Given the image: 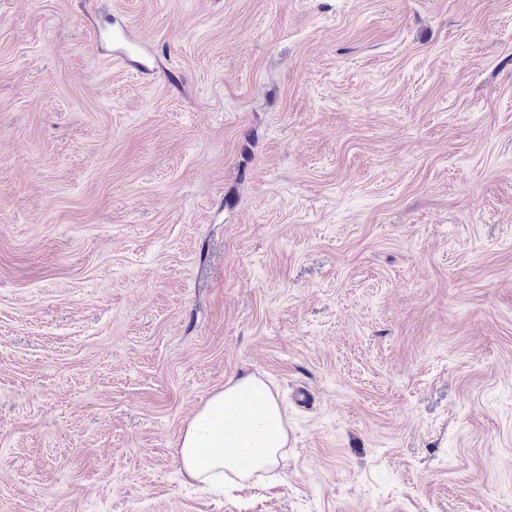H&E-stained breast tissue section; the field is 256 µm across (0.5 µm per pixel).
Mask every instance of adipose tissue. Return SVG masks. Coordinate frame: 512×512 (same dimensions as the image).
<instances>
[{
  "label": "adipose tissue",
  "mask_w": 512,
  "mask_h": 512,
  "mask_svg": "<svg viewBox=\"0 0 512 512\" xmlns=\"http://www.w3.org/2000/svg\"><path fill=\"white\" fill-rule=\"evenodd\" d=\"M262 401L260 422L243 416L249 400ZM286 413L267 383L253 374L225 382L188 422L177 455L185 482L220 490L244 487L274 470L287 446Z\"/></svg>",
  "instance_id": "ef3b65f1"
}]
</instances>
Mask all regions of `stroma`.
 Instances as JSON below:
<instances>
[{
    "instance_id": "1",
    "label": "stroma",
    "mask_w": 512,
    "mask_h": 512,
    "mask_svg": "<svg viewBox=\"0 0 512 512\" xmlns=\"http://www.w3.org/2000/svg\"><path fill=\"white\" fill-rule=\"evenodd\" d=\"M0 512H512V0H0ZM249 410L261 421L243 416ZM284 408L267 383L254 374L230 378L214 392L188 422L180 436L177 455L185 483H203L224 492V485L244 487L274 470L286 448L288 434Z\"/></svg>"
}]
</instances>
